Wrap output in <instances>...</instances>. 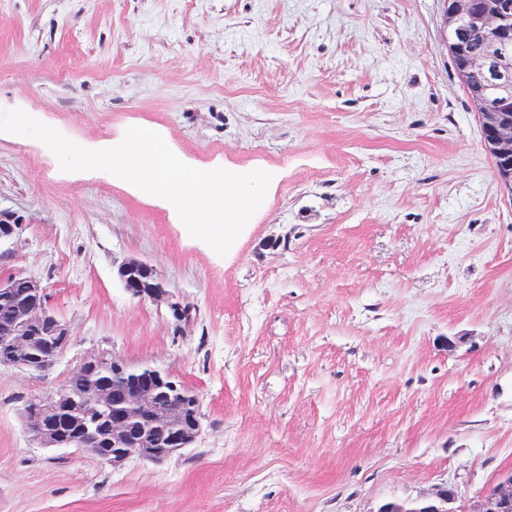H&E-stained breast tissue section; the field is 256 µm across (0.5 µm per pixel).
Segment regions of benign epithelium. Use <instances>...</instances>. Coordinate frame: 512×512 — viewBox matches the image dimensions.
<instances>
[{
	"instance_id": "obj_1",
	"label": "benign epithelium",
	"mask_w": 512,
	"mask_h": 512,
	"mask_svg": "<svg viewBox=\"0 0 512 512\" xmlns=\"http://www.w3.org/2000/svg\"><path fill=\"white\" fill-rule=\"evenodd\" d=\"M448 25L462 32L449 44L457 61V78L466 84L473 75L489 83L495 99L484 100L483 143L494 160L500 187L512 196V120L493 111L494 104L512 102V23L501 0H446ZM23 219L0 211V241L13 238ZM117 276L133 298L168 304L176 322L185 321V306L171 300L164 282L152 285L158 276L150 264L130 258L122 262ZM14 276L0 278V301L11 304L8 322L0 325V344L7 347L9 366L40 372L56 362L71 341L68 325L45 303H37L41 283L27 278L28 299L14 296ZM112 364V378L123 383L122 401L113 400V390L97 381L104 362ZM79 367L90 380L80 392L62 385L52 393L25 402L23 419L28 435L45 448L67 447L90 455L114 468L136 457L144 462H162L191 447L202 433L199 396L172 372L150 364L136 368L112 357L88 356ZM457 495L435 492L411 502L395 501L392 512H512V472L499 475L471 509L454 507Z\"/></svg>"
}]
</instances>
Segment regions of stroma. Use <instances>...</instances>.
<instances>
[{"instance_id":"stroma-1","label":"stroma","mask_w":512,"mask_h":512,"mask_svg":"<svg viewBox=\"0 0 512 512\" xmlns=\"http://www.w3.org/2000/svg\"><path fill=\"white\" fill-rule=\"evenodd\" d=\"M444 0H0V109L78 145L159 133L204 171L271 174L226 255L168 201L0 132V277L72 340L0 368V512H377L512 469V198L448 51ZM154 265L195 315L130 297ZM88 355L176 374L203 432L115 469L24 432ZM142 275L148 278L158 277L159 285H151L143 279ZM117 276L124 290L131 297L140 300L148 299L157 303H167L175 321L178 323L186 322L184 317L185 306L180 302L171 300L172 296L152 265L136 258H130L118 266Z\"/></svg>"}]
</instances>
